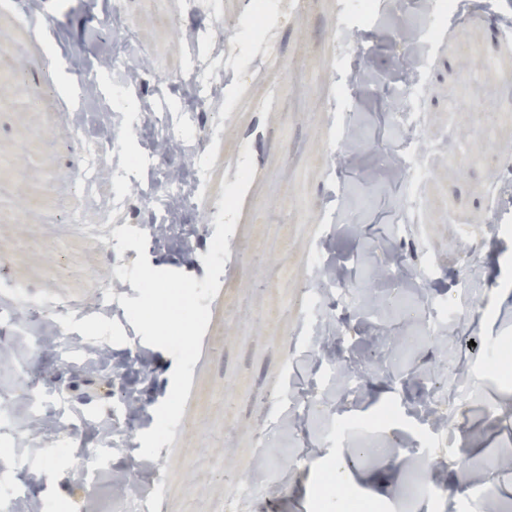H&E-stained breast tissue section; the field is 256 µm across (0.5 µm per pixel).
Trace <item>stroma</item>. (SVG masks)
<instances>
[{
  "instance_id": "stroma-1",
  "label": "stroma",
  "mask_w": 512,
  "mask_h": 512,
  "mask_svg": "<svg viewBox=\"0 0 512 512\" xmlns=\"http://www.w3.org/2000/svg\"><path fill=\"white\" fill-rule=\"evenodd\" d=\"M114 0H22L0 12V286L9 284L42 304L56 297L93 301V283L112 266L104 246L50 226L53 201L74 190L64 175L75 164L76 123L97 139L113 138L102 112L109 75H99L95 100L81 108L71 85L104 54L124 50L153 69L127 89L151 100L158 79L186 65L190 45L180 32L222 30L235 69L203 126H221L224 183L235 182L244 149L255 172L235 224L237 262L225 265L227 284L210 300L211 316L192 368L189 395L172 443L143 459L142 492L160 496L161 512H349L351 498L376 512H512V376L498 374L491 354L512 343V171L497 170L500 149L512 147V0H487L475 24L438 21L445 0H428L411 21L436 35L425 45L418 88L426 127L422 139L398 134L388 106L401 91L400 61L412 46L394 26L404 0H373L364 16L356 0H268L267 40L251 35L243 0H125L120 22ZM53 17L51 36L31 30L25 13ZM68 69L56 90L51 123L20 93L15 80L39 78L52 56ZM484 82L465 91L466 70ZM479 99L495 115L496 137L484 140L470 108ZM468 141L471 160L449 164L450 146ZM424 162L425 192L406 193L391 169ZM426 221L403 223L406 209ZM208 238L192 248L148 242L152 268L204 279ZM434 267L423 287H403L402 274ZM71 274L57 278L53 262ZM339 269L351 289L319 295L306 312L310 283L324 267ZM461 307L449 324L443 303ZM71 330L88 351L110 348L112 363L128 366L137 352L148 373L124 380L145 405L142 430L168 396L175 360L147 345L123 307L105 322L88 316ZM51 322L34 332L0 330V394L15 412L0 438L27 440L28 398L17 367H25L46 397L42 416L55 419V394L84 408L88 418L114 401L112 383L62 364L43 348ZM395 348L384 352L386 339ZM474 382L465 405L455 387ZM90 427L70 455L27 466L0 458V485L20 489L35 508L53 512H125L127 493L110 481L89 489L72 470L74 458L103 443ZM434 464V493L408 498L413 463Z\"/></svg>"
}]
</instances>
